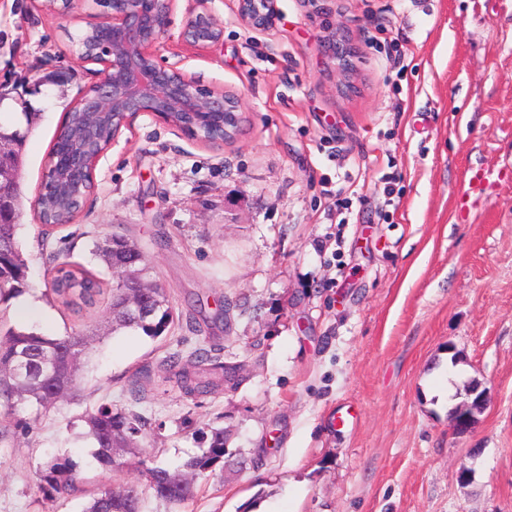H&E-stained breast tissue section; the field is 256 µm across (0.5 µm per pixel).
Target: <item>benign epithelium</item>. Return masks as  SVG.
Returning a JSON list of instances; mask_svg holds the SVG:
<instances>
[{
  "label": "benign epithelium",
  "instance_id": "7a95c632",
  "mask_svg": "<svg viewBox=\"0 0 512 512\" xmlns=\"http://www.w3.org/2000/svg\"><path fill=\"white\" fill-rule=\"evenodd\" d=\"M240 21L253 30L272 27L278 17L277 0H236ZM84 0H41L39 8L61 17H70ZM99 13H88L84 30L98 39L104 65L102 78L79 100L82 122L76 129L61 130L56 140L62 143L59 153L50 157L46 179L58 187L74 191L84 183L86 151L91 140L98 138L96 118H112V135L135 116L149 113L171 123L170 114L191 118L181 127L188 137L200 139L198 128L204 123H218L232 134L237 126L240 102L222 90L204 87L187 79L176 64L158 59L155 46L167 28L174 0H95ZM196 8L186 17L181 37L187 45L205 49L223 40L224 27L213 16L209 0H195ZM339 26L327 39V47L336 60V69L346 78L353 71L351 50ZM19 201V172H4L0 167V198ZM471 405L450 416L453 429L463 434L475 423V414L489 401L487 391H476Z\"/></svg>",
  "mask_w": 512,
  "mask_h": 512
}]
</instances>
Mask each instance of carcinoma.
Listing matches in <instances>:
<instances>
[{"label": "carcinoma", "instance_id": "cac0c4a2", "mask_svg": "<svg viewBox=\"0 0 512 512\" xmlns=\"http://www.w3.org/2000/svg\"><path fill=\"white\" fill-rule=\"evenodd\" d=\"M85 191L74 200L59 203L45 200L37 216L45 228L73 221L80 213ZM18 224H0V304L23 294L29 288L28 264L17 239ZM95 254L105 262L111 274L126 266L139 267L152 278V267L137 244L125 235H107L93 243ZM106 284L93 273L77 267L68 268L62 262L51 269L50 292L63 306L77 312H90L104 295ZM134 299L139 309L130 310L128 299ZM106 318L111 334L121 331H142L150 337L162 335L173 321L169 299L157 282L149 285L132 283L124 293L113 291L106 305ZM95 336L83 332L64 336H45L13 326L0 327V444L15 441L12 419L20 412L39 415L59 402L78 399L80 370L93 349ZM174 373L178 387L187 396L213 393L229 382L240 384L239 367L234 364L211 362L203 348L190 354L184 362L178 353L164 360ZM81 422L95 447L94 454L106 468L115 465L113 450L125 448L134 456L140 448V437L146 418L134 408L117 404H102L81 417ZM208 447L189 458L174 470L162 466L142 472L146 485L155 498L164 501L173 512L194 495L196 478L223 464L229 471L239 470L242 462L225 448L227 435L213 429L206 437ZM40 488L49 498L76 489L73 463L67 458H55L40 470ZM145 499L139 487L124 483L100 491L86 506L85 512H143Z\"/></svg>", "mask_w": 512, "mask_h": 512}]
</instances>
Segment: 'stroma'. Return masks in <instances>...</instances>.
I'll use <instances>...</instances> for the list:
<instances>
[{
  "mask_svg": "<svg viewBox=\"0 0 512 512\" xmlns=\"http://www.w3.org/2000/svg\"><path fill=\"white\" fill-rule=\"evenodd\" d=\"M194 6L176 0L157 56L237 96V135L213 146L137 116L77 218L44 237L33 202L51 147L102 67L74 52L80 19L0 0V87L22 95L0 124L34 114L19 168L30 287L5 319L49 336L103 321L65 310L44 274L60 259L111 281L92 242L115 232L174 312L161 336L104 338L79 402L16 417L0 512H83L213 428L247 466L201 475L183 512H512V0H278L262 32L211 0L224 38L203 50L181 39ZM339 25L347 80L323 44ZM200 344L240 364L237 388L189 398L168 379L166 357ZM146 364L154 381L132 392ZM474 382L490 401L458 435L448 412ZM103 402L147 418L139 468L96 460L79 417ZM56 457L79 490L49 500L39 471Z\"/></svg>",
  "mask_w": 512,
  "mask_h": 512,
  "instance_id": "stroma-1",
  "label": "stroma"
}]
</instances>
